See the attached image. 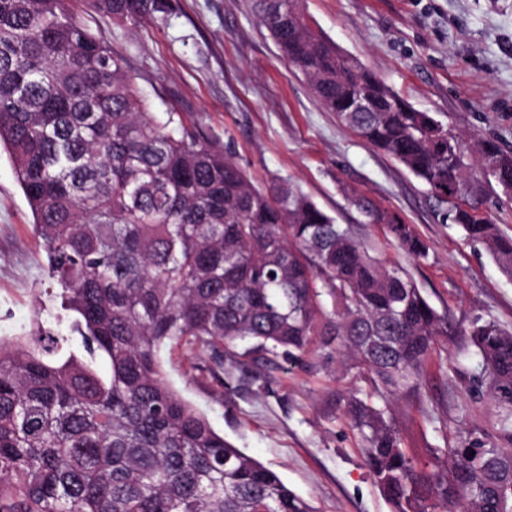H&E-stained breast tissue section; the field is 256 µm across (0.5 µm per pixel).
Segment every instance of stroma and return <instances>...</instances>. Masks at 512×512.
<instances>
[{
	"label": "stroma",
	"instance_id": "stroma-1",
	"mask_svg": "<svg viewBox=\"0 0 512 512\" xmlns=\"http://www.w3.org/2000/svg\"><path fill=\"white\" fill-rule=\"evenodd\" d=\"M164 20L137 27L98 14L91 0H67L90 31L124 56L157 117L215 141L254 184L298 186L350 228L371 254L402 265L443 325L418 388L390 392L353 358L319 351L294 365L271 364L250 345L224 351V368L181 346L165 349L175 390L236 447L278 471L317 512H391L373 482L363 443L348 422L352 396L389 403L403 445L426 460L490 432L488 387L473 390L481 360L466 329L474 317L512 329V276L462 229L438 217L426 186L340 124L308 81L281 57L254 0H174ZM308 25L463 140L480 136L512 150V0H301ZM470 202L492 211L512 235V199L480 170ZM351 186L401 217L426 242L409 256L382 224H371L343 192ZM7 152H0V339L27 340L55 326L44 294L41 246Z\"/></svg>",
	"mask_w": 512,
	"mask_h": 512
}]
</instances>
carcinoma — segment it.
<instances>
[{
    "label": "carcinoma",
    "instance_id": "obj_1",
    "mask_svg": "<svg viewBox=\"0 0 512 512\" xmlns=\"http://www.w3.org/2000/svg\"><path fill=\"white\" fill-rule=\"evenodd\" d=\"M116 23L163 20L173 0H92ZM283 57L320 104L404 166L512 273V236L465 209L469 170L512 194V151L464 146L430 112L305 23L299 0H255ZM365 111H351L354 98ZM0 147L33 215L70 334L0 340V512H315L274 469L216 431L171 386L176 344L224 366V348L297 363L336 346L391 390L414 389L442 318L400 266L373 257L301 190L254 185L224 149L146 111L125 57L65 0H0ZM348 202L423 258L396 214ZM496 423L421 462L389 406L346 414L391 512H512V331L476 319ZM110 370L104 374L99 362Z\"/></svg>",
    "mask_w": 512,
    "mask_h": 512
}]
</instances>
